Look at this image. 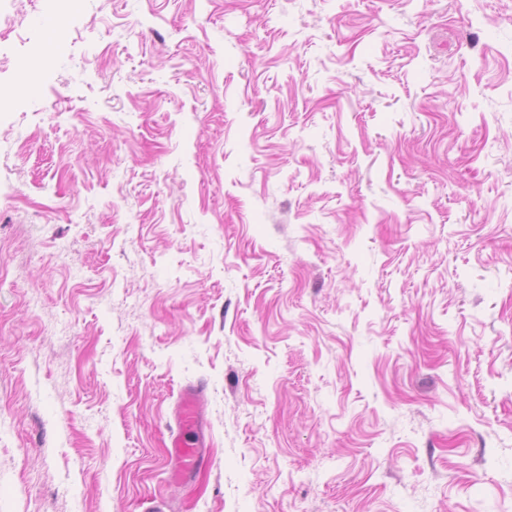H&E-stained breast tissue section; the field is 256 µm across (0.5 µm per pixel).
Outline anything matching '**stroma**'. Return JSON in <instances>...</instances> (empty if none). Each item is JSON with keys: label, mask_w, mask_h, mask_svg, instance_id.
I'll return each mask as SVG.
<instances>
[{"label": "stroma", "mask_w": 512, "mask_h": 512, "mask_svg": "<svg viewBox=\"0 0 512 512\" xmlns=\"http://www.w3.org/2000/svg\"><path fill=\"white\" fill-rule=\"evenodd\" d=\"M54 12L0 0V512H512V0ZM200 394L199 384H188L180 392L176 411L177 430L171 435L167 446L177 464L174 476L178 480L190 477L205 464L209 455L206 422L199 413Z\"/></svg>", "instance_id": "35a3bbf8"}]
</instances>
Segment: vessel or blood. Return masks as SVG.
Segmentation results:
<instances>
[{
  "mask_svg": "<svg viewBox=\"0 0 512 512\" xmlns=\"http://www.w3.org/2000/svg\"><path fill=\"white\" fill-rule=\"evenodd\" d=\"M201 387L186 385L180 392L176 411L177 430L169 439V453L177 467L174 475L184 480L203 466L209 455L206 423L199 413Z\"/></svg>",
  "mask_w": 512,
  "mask_h": 512,
  "instance_id": "1",
  "label": "vessel or blood"
}]
</instances>
